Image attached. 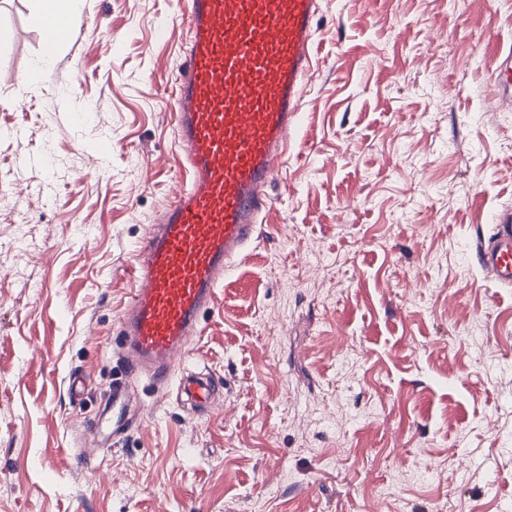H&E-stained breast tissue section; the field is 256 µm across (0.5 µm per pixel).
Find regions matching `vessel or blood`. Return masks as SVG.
<instances>
[{
    "label": "vessel or blood",
    "mask_w": 512,
    "mask_h": 512,
    "mask_svg": "<svg viewBox=\"0 0 512 512\" xmlns=\"http://www.w3.org/2000/svg\"><path fill=\"white\" fill-rule=\"evenodd\" d=\"M321 0H177L186 29L170 98L183 175L177 196L138 240L127 270L129 298L116 320L118 356L100 434L126 429L134 378L205 415L223 400L209 372L177 371L214 307L217 288L262 233L268 187L287 163L303 122ZM42 47L66 36L44 13ZM477 241L479 266L512 286V207Z\"/></svg>",
    "instance_id": "obj_1"
}]
</instances>
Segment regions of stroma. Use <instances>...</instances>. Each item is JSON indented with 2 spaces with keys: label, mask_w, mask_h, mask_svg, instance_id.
I'll return each instance as SVG.
<instances>
[{
  "label": "stroma",
  "mask_w": 512,
  "mask_h": 512,
  "mask_svg": "<svg viewBox=\"0 0 512 512\" xmlns=\"http://www.w3.org/2000/svg\"><path fill=\"white\" fill-rule=\"evenodd\" d=\"M36 5L0 0V512H512V286L469 255L512 205V0H322L263 236L191 342L223 403L139 383L89 465L134 246L181 187L185 31L175 0H78L29 88Z\"/></svg>",
  "instance_id": "obj_1"
}]
</instances>
